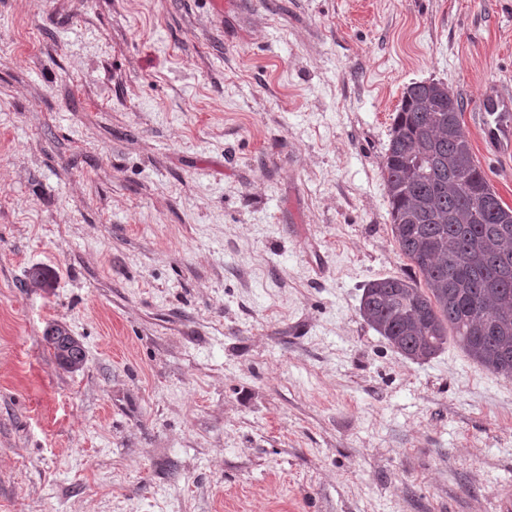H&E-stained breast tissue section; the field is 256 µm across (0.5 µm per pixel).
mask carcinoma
<instances>
[{"label": "carcinoma", "mask_w": 512, "mask_h": 512, "mask_svg": "<svg viewBox=\"0 0 512 512\" xmlns=\"http://www.w3.org/2000/svg\"><path fill=\"white\" fill-rule=\"evenodd\" d=\"M463 103L447 85H409L393 118L382 173L391 231L423 277L371 281L363 320L401 355L427 360L453 338L494 374L512 377V208L476 164L461 124ZM60 327L44 339L66 371L83 368Z\"/></svg>", "instance_id": "cac0c4a2"}]
</instances>
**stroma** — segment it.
Here are the masks:
<instances>
[{
	"instance_id": "stroma-1",
	"label": "stroma",
	"mask_w": 512,
	"mask_h": 512,
	"mask_svg": "<svg viewBox=\"0 0 512 512\" xmlns=\"http://www.w3.org/2000/svg\"><path fill=\"white\" fill-rule=\"evenodd\" d=\"M432 80L512 93V0H0V512H500L512 377L358 313ZM63 331L60 327H51L47 330L44 339L46 343L53 348L58 364L66 371L75 372L83 368L86 356L82 349L72 340H68L70 348L68 352H62L58 339L62 336Z\"/></svg>"
}]
</instances>
